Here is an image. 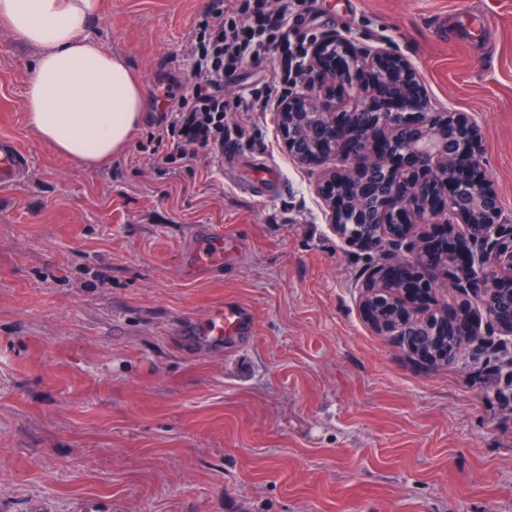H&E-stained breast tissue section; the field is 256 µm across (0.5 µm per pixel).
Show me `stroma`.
<instances>
[{
	"instance_id": "stroma-1",
	"label": "stroma",
	"mask_w": 512,
	"mask_h": 512,
	"mask_svg": "<svg viewBox=\"0 0 512 512\" xmlns=\"http://www.w3.org/2000/svg\"><path fill=\"white\" fill-rule=\"evenodd\" d=\"M225 0H96L92 32L147 98L125 150L88 170L38 141L23 109L34 52L0 27V137L25 151L0 187V512H512V371L480 326L433 366L358 309L387 253L347 246L274 112L279 55L224 87L242 128L229 162L152 161L150 134L194 65L189 42ZM304 56L325 35L409 60L439 112L479 123L483 167L512 220V0H298ZM234 262L189 275L195 227ZM235 301L254 334L188 350V319ZM271 96L252 89L238 97L237 108L243 112H267Z\"/></svg>"
}]
</instances>
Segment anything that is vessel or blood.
Returning <instances> with one entry per match:
<instances>
[{
  "label": "vessel or blood",
  "mask_w": 512,
  "mask_h": 512,
  "mask_svg": "<svg viewBox=\"0 0 512 512\" xmlns=\"http://www.w3.org/2000/svg\"><path fill=\"white\" fill-rule=\"evenodd\" d=\"M26 164L25 153L14 141L0 139V175L16 176ZM239 251L235 238L217 228L200 226L189 239L183 264L192 273L216 271L230 265ZM180 334L187 347L220 350L253 336L254 323L248 309L227 302L213 307L205 318L183 323Z\"/></svg>",
  "instance_id": "vessel-or-blood-1"
}]
</instances>
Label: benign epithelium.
Instances as JSON below:
<instances>
[{
  "label": "benign epithelium",
  "mask_w": 512,
  "mask_h": 512,
  "mask_svg": "<svg viewBox=\"0 0 512 512\" xmlns=\"http://www.w3.org/2000/svg\"><path fill=\"white\" fill-rule=\"evenodd\" d=\"M398 96L412 99L414 111L396 112L365 101L346 113L340 134L336 109L346 100L366 97L375 85L356 83L359 71ZM302 90L280 100L279 130L288 155L303 166L319 168L314 193L327 210L329 228L346 244L372 251L382 243L405 245L406 258L373 266L362 284L359 305L369 327L389 336L414 355L431 334H446L448 316L458 320L455 334L476 335L471 316L446 307L426 309L403 287L396 268L419 273L437 270L425 243L416 238L421 224H446L454 217L465 228L467 256L450 255L451 285L475 299L501 335L504 366H512V224L500 221L497 192L485 176L470 180L465 172L481 169V134L464 112L442 116L421 90L413 64L384 48L357 51L347 37L322 38L302 65ZM406 163L389 169L386 156ZM378 225L371 236H353L349 225ZM387 298L399 308L396 321H379L377 307Z\"/></svg>",
  "instance_id": "1"
}]
</instances>
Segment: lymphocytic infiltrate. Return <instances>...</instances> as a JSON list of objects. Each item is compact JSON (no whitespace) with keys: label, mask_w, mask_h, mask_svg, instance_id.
<instances>
[{"label":"lymphocytic infiltrate","mask_w":512,"mask_h":512,"mask_svg":"<svg viewBox=\"0 0 512 512\" xmlns=\"http://www.w3.org/2000/svg\"><path fill=\"white\" fill-rule=\"evenodd\" d=\"M295 0H227L222 17L205 25L191 40L195 66L190 96L178 109L163 113L152 134V156L159 161L191 162L224 144V84L244 64L259 65L272 50L291 59L288 15Z\"/></svg>","instance_id":"f902f5d3"}]
</instances>
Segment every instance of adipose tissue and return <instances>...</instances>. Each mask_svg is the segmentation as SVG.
I'll use <instances>...</instances> for the list:
<instances>
[{
    "mask_svg": "<svg viewBox=\"0 0 512 512\" xmlns=\"http://www.w3.org/2000/svg\"><path fill=\"white\" fill-rule=\"evenodd\" d=\"M95 0H0V24L35 50L23 108L37 139L84 168L111 161L145 101L126 60L91 32Z\"/></svg>",
    "mask_w": 512,
    "mask_h": 512,
    "instance_id": "adipose-tissue-1",
    "label": "adipose tissue"
}]
</instances>
